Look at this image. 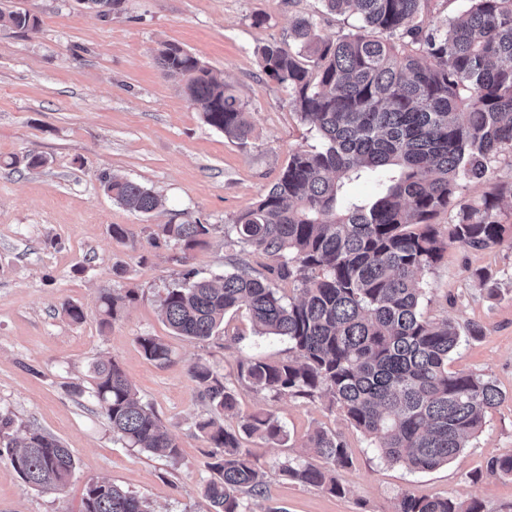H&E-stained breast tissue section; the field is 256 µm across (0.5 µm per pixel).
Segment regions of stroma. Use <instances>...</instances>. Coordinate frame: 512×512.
<instances>
[{
  "label": "stroma",
  "instance_id": "stroma-1",
  "mask_svg": "<svg viewBox=\"0 0 512 512\" xmlns=\"http://www.w3.org/2000/svg\"><path fill=\"white\" fill-rule=\"evenodd\" d=\"M39 18L34 31L0 28V412L17 432L40 429L69 449L75 469L59 490L27 486L0 457V512H82L91 483L108 481L147 501L154 512H211L204 495L214 473L196 423L208 413L189 375L203 362L234 383L236 416L271 411L287 436L246 440L267 471L268 492L249 498L251 512H395L406 494L481 501L487 512H512V480L479 478L487 461L512 451V151L481 181L461 190L480 204L503 191L501 245L448 246L420 277L422 312L431 320L478 324L482 336L451 354L448 369L490 379L504 399L489 410L473 444L447 465L419 472L377 456L369 439L326 402L273 397L236 381L240 357L287 359L286 340L254 335L246 309L229 312L216 336L195 342L174 335L159 314L178 280L175 243L153 247L159 224L185 219L210 225L206 247L190 254L203 275L223 274L237 254L224 226L251 208L276 181L293 150L314 144L287 91L266 76L259 47L288 41L295 17L312 16L319 34L348 33L343 16L319 0H123L103 18L82 0H10ZM180 44L229 83L247 104L252 133L241 145L203 118L184 83L156 64L160 43ZM47 157L29 170L24 157ZM120 174L156 192L159 209L140 215L102 187ZM123 225L124 240L110 227ZM123 274H116V266ZM489 273L482 284L477 272ZM134 290L111 330L100 331V289ZM84 309L83 322L62 311ZM155 336L173 351L165 365L138 343ZM115 360L142 402L179 446L178 458L133 448L113 433L91 396L90 367ZM339 434L352 457L339 471L338 497L280 476L277 465L303 455L313 429Z\"/></svg>",
  "mask_w": 512,
  "mask_h": 512
}]
</instances>
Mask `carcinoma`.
I'll list each match as a JSON object with an SVG mask.
<instances>
[{
    "mask_svg": "<svg viewBox=\"0 0 512 512\" xmlns=\"http://www.w3.org/2000/svg\"><path fill=\"white\" fill-rule=\"evenodd\" d=\"M102 17L122 0H84ZM352 20L353 31L335 39L316 32L307 16L295 19L291 43L259 50L267 76L288 90L298 117L319 145L299 148L277 181L250 209L224 225L230 246L267 256V274L243 259L214 278L187 263L188 252L207 244L210 225L187 219L159 224L153 245H182L180 279L160 300L162 320L177 336L204 341L224 316L244 306L254 332L288 341L279 362L243 357L237 382L275 397L321 399L370 437L381 457L418 471L453 459L501 401L492 381L451 372V353L466 337L482 334L420 312L418 275L446 247L490 248L502 243V194L478 205L463 202L467 181L486 177L502 149H512V0H467L468 8L442 26L428 21L429 0H320ZM29 10L0 9V27L34 31ZM165 75L185 80L184 93L206 123L244 145L251 135L245 104L200 59L176 43L158 49ZM373 183L368 199L351 196L352 181ZM104 192L124 208L148 215L159 205L148 188L120 175L101 178ZM455 213L448 238L435 218ZM293 285L285 297L275 282ZM132 290L104 288L99 327L112 328ZM145 357L171 360L160 339L142 336ZM189 373L209 406L196 428L212 448L217 478L205 487L212 512H247L243 496H263L266 471L242 448L244 438L286 436L274 414L245 416L236 429L224 417L236 409L233 390L209 366ZM93 396L112 431L130 446L176 458L179 447L142 403L119 365H93ZM14 420L0 413V455L7 454L26 485L59 489L74 460L59 440L33 429L19 440ZM306 459H286L281 476L332 495L345 494L338 472L352 464L336 433L321 428L305 441ZM512 478V453L489 459L485 474ZM82 512H151L147 502L110 482L90 485ZM395 512H484L476 499L405 494Z\"/></svg>",
    "mask_w": 512,
    "mask_h": 512,
    "instance_id": "cac0c4a2",
    "label": "carcinoma"
}]
</instances>
